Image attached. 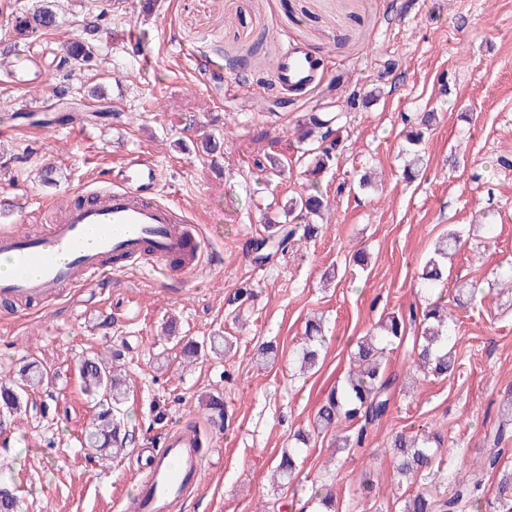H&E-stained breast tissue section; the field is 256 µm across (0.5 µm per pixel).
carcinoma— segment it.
Returning a JSON list of instances; mask_svg holds the SVG:
<instances>
[{"instance_id": "obj_1", "label": "carcinoma", "mask_w": 512, "mask_h": 512, "mask_svg": "<svg viewBox=\"0 0 512 512\" xmlns=\"http://www.w3.org/2000/svg\"><path fill=\"white\" fill-rule=\"evenodd\" d=\"M57 0H36L35 5L24 10L17 21L15 34L29 36L57 26L59 20ZM102 16L90 11L75 17L81 24L77 34L64 42L60 58L69 68L90 66L97 54V39ZM335 117L325 112H308L294 129V136L309 156L312 173L327 169L335 160L340 137L334 128ZM436 123V113L426 112L417 127L408 134L411 159L403 175L413 178L423 167L420 150L425 134ZM331 203L316 188L305 189L289 199L288 214L297 220L294 225L274 224L272 232L249 242V252L255 260L263 262L279 251L285 250L297 237H313L318 226L313 219L328 210ZM462 246L459 231H450L435 244L432 254L425 261L421 273V287L431 292L448 280V257ZM453 339L452 314L448 302L442 298L424 307L412 305L408 311L394 312L378 323L377 331L359 338L352 351L356 368L348 372L345 380L334 386L317 410L315 429L328 431L348 422L357 427L353 434L336 437V447L350 449L362 445L371 427L380 423L389 411L396 379L386 373V351L389 346L411 343L419 371L426 376L446 377L454 371L456 356L450 347ZM321 325L306 324L304 341L298 352V361L304 369L314 368L324 347ZM79 377L83 393L99 408L93 426L85 433L84 443L99 455L102 461L115 459L128 450L133 435L124 425L120 406L127 392V375L112 365V357L105 354L81 360ZM49 383V373L35 361L24 364L18 374L0 378V409L14 413L28 403L29 392ZM512 441V398L506 399L500 411L498 426L484 437L486 457L473 467L451 496H442L437 485L445 480L441 437L409 436L398 433L392 440V456L396 473L404 480L416 477L422 482L404 501L402 512H463L470 508L479 510V491L483 486L484 471L498 468L504 444ZM301 448L282 452L276 472L282 484L290 483L296 475ZM308 501L316 505V512H336V498L324 484H315L309 490ZM0 512H22L20 500L7 487H0ZM496 512H512V470L503 469L499 474Z\"/></svg>"}]
</instances>
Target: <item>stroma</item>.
Returning a JSON list of instances; mask_svg holds the SVG:
<instances>
[{"label": "stroma", "instance_id": "1", "mask_svg": "<svg viewBox=\"0 0 512 512\" xmlns=\"http://www.w3.org/2000/svg\"><path fill=\"white\" fill-rule=\"evenodd\" d=\"M103 15L101 65L71 73L59 49L76 26L71 0L59 24L27 39L14 32L30 0H0V47L45 53L51 72L39 89H16L0 73V229L30 230L63 198L116 167L130 152L150 153L162 172V201L181 205L219 256L181 278L131 269L110 286L63 293L20 311L0 306V377L35 360L53 375L33 407L0 415V483L24 512H118L141 479L138 462L171 428L200 431L204 478L179 512H302L312 483L333 485L338 512H401L413 487L398 482L388 451L393 434L442 433L452 492L481 462L484 436L498 423L512 384V291L497 269L512 267V0H86ZM264 44L245 75L227 59ZM306 48L326 67L312 88L284 92L275 69L284 50ZM101 86L106 96L88 97ZM65 87L64 98L52 94ZM440 122L424 143L427 166L402 177L407 122L423 112ZM307 112L339 117L340 151L315 177L332 206L316 237L255 263L246 245L279 220L305 181L293 129ZM79 113L84 127L65 129ZM221 150H185L203 132ZM273 152L287 162L281 179L259 181L257 162ZM53 167V185L39 172ZM380 181L359 188L362 171ZM465 247L448 266L442 291L463 283L479 302L455 309L460 366L445 378L418 373L409 351L391 350L395 395L362 447L336 451L332 433L313 434L316 412L342 380L354 343L380 318L412 304L422 263L448 229ZM366 249L364 268L350 266ZM249 285L253 299L232 301ZM322 320L327 347L317 367L299 370L296 351L309 318ZM176 320L174 337L161 328ZM109 328H102V321ZM236 336L230 355L180 358L179 339ZM276 345L268 363L260 345ZM103 351L126 362L123 407L135 436L125 458L99 465L83 443L93 422L78 366ZM220 396L224 413L203 403ZM310 433L295 480L273 471L297 431ZM376 488L362 498L361 481Z\"/></svg>", "mask_w": 512, "mask_h": 512}]
</instances>
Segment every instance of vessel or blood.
Returning a JSON list of instances; mask_svg holds the SVG:
<instances>
[{"instance_id":"1","label":"vessel or blood","mask_w":512,"mask_h":512,"mask_svg":"<svg viewBox=\"0 0 512 512\" xmlns=\"http://www.w3.org/2000/svg\"><path fill=\"white\" fill-rule=\"evenodd\" d=\"M8 68L16 88L37 87L49 76L42 57L32 52ZM317 71L310 52L290 47L278 63L277 81L287 91L304 89ZM161 183L154 157L133 153L88 185L92 203L66 205L60 219L41 233L1 230L0 257L9 260L11 270L0 276V299L46 302L58 289L78 293L133 265L165 269L176 255L186 258L184 272L193 271L204 257L203 243L179 206L158 200ZM143 468L139 490L122 501V512H175L202 481L195 433L184 427L168 431Z\"/></svg>"}]
</instances>
